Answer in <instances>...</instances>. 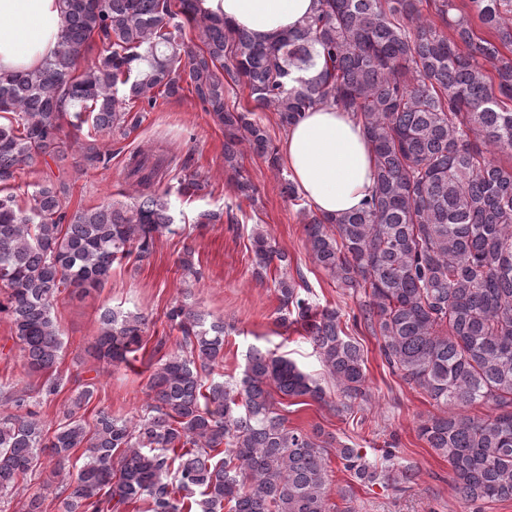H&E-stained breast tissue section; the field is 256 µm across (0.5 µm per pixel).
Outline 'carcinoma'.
<instances>
[{
    "label": "carcinoma",
    "instance_id": "obj_1",
    "mask_svg": "<svg viewBox=\"0 0 512 512\" xmlns=\"http://www.w3.org/2000/svg\"><path fill=\"white\" fill-rule=\"evenodd\" d=\"M320 0L317 14L270 45L196 0H60L54 60L0 75V315L26 365L49 377L62 341L52 308L66 293L104 287L117 260L143 262L156 237L176 233L167 194L151 190L161 164L130 158L145 189L131 206L103 203L65 222L59 191L42 185L21 208L11 193L21 170L50 156L66 117L88 125L90 165L105 162L95 138L127 134L158 99L191 91L224 126V160L247 146L273 167L277 147L249 109L224 103V81H244L255 107L284 126L321 105L353 113L375 157L374 190L340 217L306 207L310 255L343 288L369 297L364 319L383 339L388 366L427 393L442 414L418 434L451 467L456 498L472 512L512 500V0ZM433 10L437 20L423 13ZM480 29H475L471 15ZM452 34H447L442 27ZM197 32L199 43L186 39ZM103 49L84 68L82 52ZM262 280L288 262L269 233L252 240ZM281 320L299 323L340 394L336 410L370 403L363 347L335 308L313 307L294 280L275 281ZM178 350L159 359L148 402L136 418L99 410L79 415L88 384L71 396L54 430L31 410L26 391L0 390V493L54 463L60 512H329L332 442L288 427L273 393L322 398L292 360L251 348L240 381L214 379L224 359V320L181 304L167 313ZM94 351L109 365L143 348L144 317L109 307ZM491 404L483 416L466 409ZM363 483L399 490L414 480L388 451L371 463L336 446Z\"/></svg>",
    "mask_w": 512,
    "mask_h": 512
}]
</instances>
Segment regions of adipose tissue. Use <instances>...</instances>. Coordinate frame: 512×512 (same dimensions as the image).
Here are the masks:
<instances>
[{"mask_svg": "<svg viewBox=\"0 0 512 512\" xmlns=\"http://www.w3.org/2000/svg\"><path fill=\"white\" fill-rule=\"evenodd\" d=\"M217 16L269 43L312 16L317 0H198ZM60 36L59 0H0V74L29 71L50 60ZM280 156L298 193L318 213L340 216L371 195L374 154L352 113L320 106L290 125Z\"/></svg>", "mask_w": 512, "mask_h": 512, "instance_id": "1", "label": "adipose tissue"}]
</instances>
